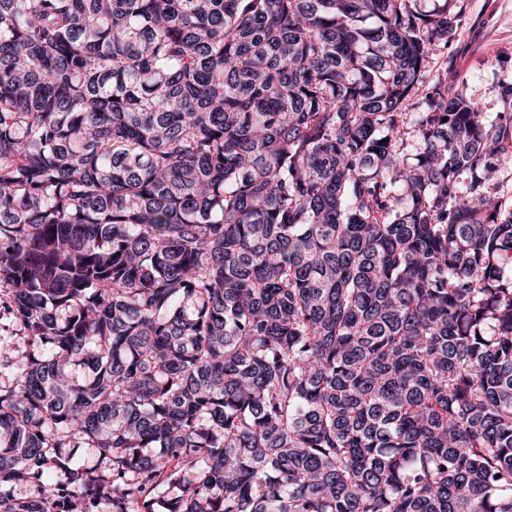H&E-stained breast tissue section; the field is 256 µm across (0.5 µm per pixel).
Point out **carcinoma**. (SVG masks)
<instances>
[{
  "label": "carcinoma",
  "mask_w": 512,
  "mask_h": 512,
  "mask_svg": "<svg viewBox=\"0 0 512 512\" xmlns=\"http://www.w3.org/2000/svg\"><path fill=\"white\" fill-rule=\"evenodd\" d=\"M432 2L0 0V512H512V114Z\"/></svg>",
  "instance_id": "cac0c4a2"
}]
</instances>
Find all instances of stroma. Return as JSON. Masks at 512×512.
I'll use <instances>...</instances> for the list:
<instances>
[{
  "instance_id": "35a3bbf8",
  "label": "stroma",
  "mask_w": 512,
  "mask_h": 512,
  "mask_svg": "<svg viewBox=\"0 0 512 512\" xmlns=\"http://www.w3.org/2000/svg\"><path fill=\"white\" fill-rule=\"evenodd\" d=\"M462 22L439 54L428 79L447 77L481 111H504L501 83L512 84V0H461Z\"/></svg>"
}]
</instances>
